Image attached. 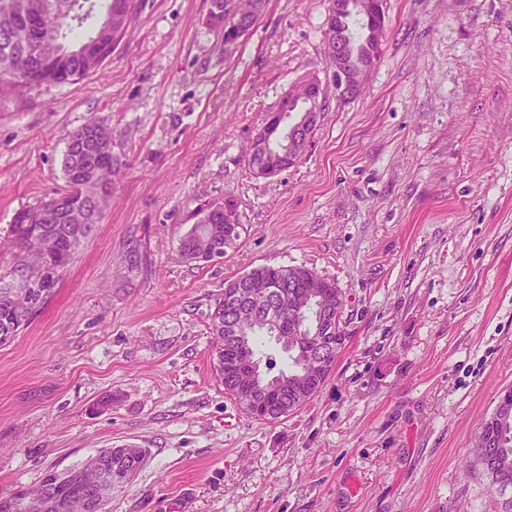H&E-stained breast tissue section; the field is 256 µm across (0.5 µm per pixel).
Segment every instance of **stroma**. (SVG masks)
I'll use <instances>...</instances> for the list:
<instances>
[{
	"instance_id": "35a3bbf8",
	"label": "stroma",
	"mask_w": 512,
	"mask_h": 512,
	"mask_svg": "<svg viewBox=\"0 0 512 512\" xmlns=\"http://www.w3.org/2000/svg\"><path fill=\"white\" fill-rule=\"evenodd\" d=\"M329 0H265L225 47L211 0H143L102 71L0 93V288L16 211L65 187L91 117L124 167L101 224L0 344V495L103 448L146 463L108 512H498L468 461L512 386V0H387L362 93L328 73ZM326 105L301 161L263 178L244 149L293 82ZM233 195L223 262H178L201 204ZM303 265L345 300L351 339L288 419L243 414L210 365L232 277Z\"/></svg>"
}]
</instances>
